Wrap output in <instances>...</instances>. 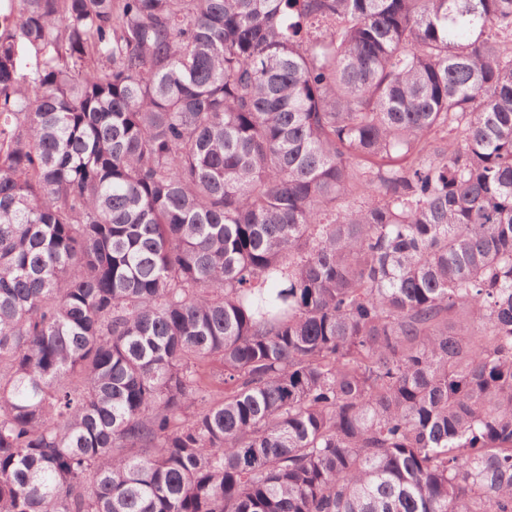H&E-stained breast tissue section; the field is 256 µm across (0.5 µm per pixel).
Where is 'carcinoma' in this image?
I'll list each match as a JSON object with an SVG mask.
<instances>
[{
	"label": "carcinoma",
	"mask_w": 512,
	"mask_h": 512,
	"mask_svg": "<svg viewBox=\"0 0 512 512\" xmlns=\"http://www.w3.org/2000/svg\"><path fill=\"white\" fill-rule=\"evenodd\" d=\"M0 512H512V0H0Z\"/></svg>",
	"instance_id": "obj_1"
}]
</instances>
